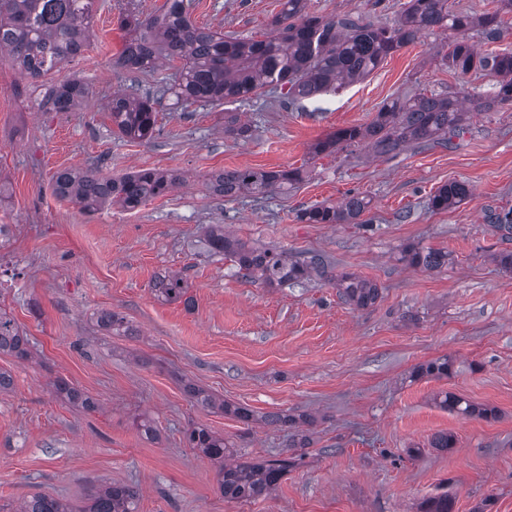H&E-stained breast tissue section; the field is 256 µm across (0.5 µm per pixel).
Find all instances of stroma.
Masks as SVG:
<instances>
[{"mask_svg":"<svg viewBox=\"0 0 512 512\" xmlns=\"http://www.w3.org/2000/svg\"><path fill=\"white\" fill-rule=\"evenodd\" d=\"M165 0H96L88 47L40 81L0 55V309L26 331L29 360L0 354L13 377L0 393V504L17 512L36 494L82 512L102 484L139 491L138 512H418L422 500L449 494L454 512H512V273L494 260L512 241L485 221L512 207V112L469 114L447 148L409 147L389 158L363 146L312 156L336 129L369 122L377 108L419 93L489 90L490 76L448 69L447 38L421 34L366 79L296 105L266 91L224 104H174L165 69L131 72L115 64L121 17L159 13ZM405 0H308L324 17L352 12L389 25ZM280 0H192L191 18L239 39H261ZM88 95L71 112H49L48 86L68 80ZM148 96L155 138L120 136L113 94ZM235 113L249 139L224 132ZM100 169L118 177L174 169L184 183L127 211L87 214L52 192L61 170ZM300 168L285 194H211V173ZM466 181L470 199L436 213L428 198L444 183ZM371 200L370 226L304 224L314 203L349 193ZM247 243L297 254L323 252L331 273L353 272L379 286L371 308L347 305L328 280L270 288L236 275L229 261L200 251L208 225ZM448 250L447 266L421 271L398 260L401 247ZM177 273L189 302L154 294L158 276ZM133 328L117 336L100 312ZM451 358V374L413 378L416 366ZM65 379L93 398L86 410L56 397ZM194 383L259 415L246 425L201 407L184 392ZM452 392L496 407V418L440 408ZM288 411L310 416L307 448L262 421ZM149 418V441L136 421ZM203 424L238 457L297 458L269 495L224 498L218 467L184 438ZM441 432L452 452L432 448Z\"/></svg>","mask_w":512,"mask_h":512,"instance_id":"stroma-1","label":"stroma"}]
</instances>
